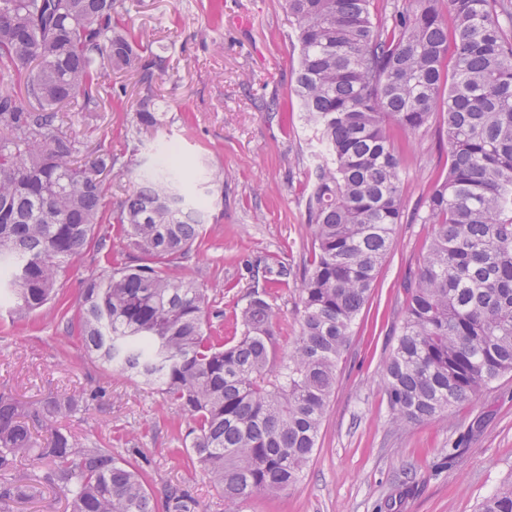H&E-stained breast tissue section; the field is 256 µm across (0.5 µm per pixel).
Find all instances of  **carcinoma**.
I'll return each instance as SVG.
<instances>
[{"label":"carcinoma","instance_id":"cac0c4a2","mask_svg":"<svg viewBox=\"0 0 512 512\" xmlns=\"http://www.w3.org/2000/svg\"><path fill=\"white\" fill-rule=\"evenodd\" d=\"M299 50L293 91L319 146L308 179L309 259L298 288L300 331L282 336L281 309L264 290L225 338L209 293L177 273L201 242L212 191L187 197L184 162L170 145L138 175L117 210L100 175L55 125L67 105L96 111L105 70L135 76L139 98L125 135L160 124L155 91L169 58L126 26L138 0H0V297L15 311L44 308L67 265L94 246L104 268L82 283L80 355L163 396L188 419L187 460L222 488L224 512L272 500L298 483L318 444L355 320L403 222L402 141L440 117L448 171L414 220L432 228L422 263L404 283L384 391L398 428L448 417L512 373V5L505 0H286ZM452 24H447L445 13ZM453 46L454 80L444 60ZM24 88L25 98L13 93ZM115 223V233H95ZM137 255L112 259L111 236ZM270 285L295 276L266 264ZM102 399L92 391L24 405L0 393V512L57 484L69 512H202L188 486L157 496L149 461L130 449L78 441L59 422ZM35 455L43 473H19ZM512 512V480L479 504Z\"/></svg>","mask_w":512,"mask_h":512}]
</instances>
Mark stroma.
<instances>
[{
    "mask_svg": "<svg viewBox=\"0 0 512 512\" xmlns=\"http://www.w3.org/2000/svg\"><path fill=\"white\" fill-rule=\"evenodd\" d=\"M221 2L217 26L200 0H140L127 15L128 25L170 58L156 85L162 125L144 135L138 153L130 152L124 138L130 97L96 112L64 107L57 125L88 159L104 146L119 163L133 157L149 163L173 140L192 175L223 170L206 234L180 271L208 290L229 325L250 294L264 286L254 274L256 264L279 259L298 274L309 256L310 145L290 94L297 52L284 0ZM272 99L278 111H263ZM438 130L431 125L405 148V212L447 172L448 147ZM430 234L427 224L397 226L396 245L339 364L318 448L302 479L278 500L248 501L243 512H476L512 476V374L451 409L447 418L403 430L389 423L384 362L402 320V283L416 269ZM100 270L96 252L86 251L62 275L59 304L19 322L8 308L0 309V390L32 403L103 389V407L77 413L66 420L67 429L80 442L110 445L118 457L141 449L151 461L154 492L186 484L205 512H224L221 488L187 462V421L167 412L161 394L95 359L78 358L76 338L58 321V308L76 310L82 281Z\"/></svg>",
    "mask_w": 512,
    "mask_h": 512,
    "instance_id": "1",
    "label": "stroma"
}]
</instances>
